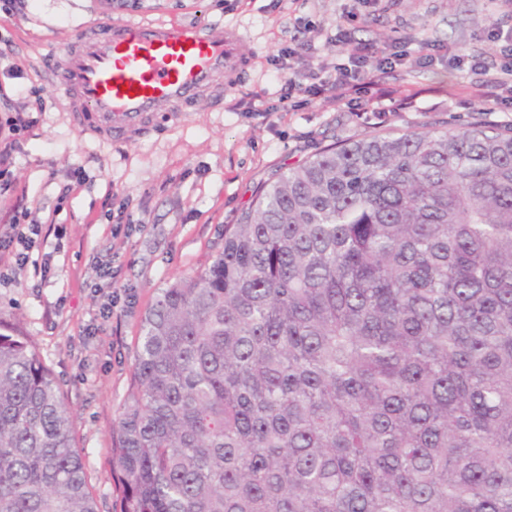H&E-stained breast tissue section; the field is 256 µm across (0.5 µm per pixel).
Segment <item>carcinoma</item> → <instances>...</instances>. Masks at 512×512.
Masks as SVG:
<instances>
[{
	"instance_id": "carcinoma-1",
	"label": "carcinoma",
	"mask_w": 512,
	"mask_h": 512,
	"mask_svg": "<svg viewBox=\"0 0 512 512\" xmlns=\"http://www.w3.org/2000/svg\"><path fill=\"white\" fill-rule=\"evenodd\" d=\"M119 512H512V134L374 135L261 185L146 311ZM0 512H96L0 322Z\"/></svg>"
}]
</instances>
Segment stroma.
Instances as JSON below:
<instances>
[{"mask_svg": "<svg viewBox=\"0 0 512 512\" xmlns=\"http://www.w3.org/2000/svg\"><path fill=\"white\" fill-rule=\"evenodd\" d=\"M500 10V0H389L374 13L358 0H0V122L18 126L10 170L52 266L44 280L32 266H8L0 321L19 325L51 365L97 512L119 509L112 427L160 288L211 263L258 186L332 144L385 132L511 130L512 111L478 109L480 82L467 66L474 55L497 60L488 24ZM102 17L174 20L214 38L235 27L244 66L223 97L198 99L183 117L159 113L133 140L82 135L51 68L75 30ZM345 22L371 56L407 45L408 60L388 70L384 86L395 99L412 96L411 105L370 112L365 99L325 94L281 111L284 77L332 68L330 39ZM423 38L439 46L432 60L421 56ZM296 45L300 53L281 61V49ZM115 224L134 230L115 238ZM106 269L111 287L94 290Z\"/></svg>", "mask_w": 512, "mask_h": 512, "instance_id": "35a3bbf8", "label": "stroma"}]
</instances>
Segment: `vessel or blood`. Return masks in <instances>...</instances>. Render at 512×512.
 Returning a JSON list of instances; mask_svg holds the SVG:
<instances>
[{
	"label": "vessel or blood",
	"instance_id": "b4317fda",
	"mask_svg": "<svg viewBox=\"0 0 512 512\" xmlns=\"http://www.w3.org/2000/svg\"><path fill=\"white\" fill-rule=\"evenodd\" d=\"M239 42L231 28L216 40L171 20L100 19L68 41L56 90L81 133L136 137L155 113L178 117L201 96H222L242 64Z\"/></svg>",
	"mask_w": 512,
	"mask_h": 512
}]
</instances>
